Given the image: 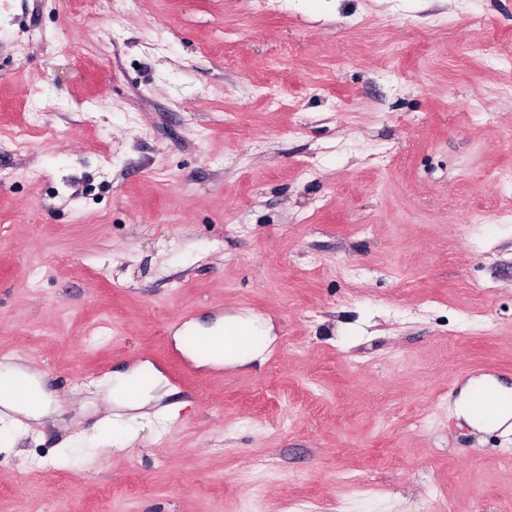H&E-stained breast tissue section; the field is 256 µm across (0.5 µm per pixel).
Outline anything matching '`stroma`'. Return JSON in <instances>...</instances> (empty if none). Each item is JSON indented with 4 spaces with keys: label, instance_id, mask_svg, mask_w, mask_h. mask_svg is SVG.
<instances>
[{
    "label": "stroma",
    "instance_id": "stroma-1",
    "mask_svg": "<svg viewBox=\"0 0 512 512\" xmlns=\"http://www.w3.org/2000/svg\"><path fill=\"white\" fill-rule=\"evenodd\" d=\"M80 2L0 0V512H512V0ZM255 330L254 322L240 318L229 319L220 321L216 326L208 330L209 334H218L224 332V337L215 336L212 338H197L198 349L201 353L209 355L221 350L224 353L212 357L214 362L226 361L233 357L237 350L242 347V341L245 336L250 340L253 331ZM225 342V349H224ZM134 374H128L125 378H120L119 383L113 388V396L115 394L118 401L136 404L144 403L149 393L158 383L156 378L151 380L146 377L132 379ZM505 409L512 411V398L510 396L492 398L485 391L478 392L476 395L475 410L485 418H495L500 411Z\"/></svg>",
    "mask_w": 512,
    "mask_h": 512
}]
</instances>
